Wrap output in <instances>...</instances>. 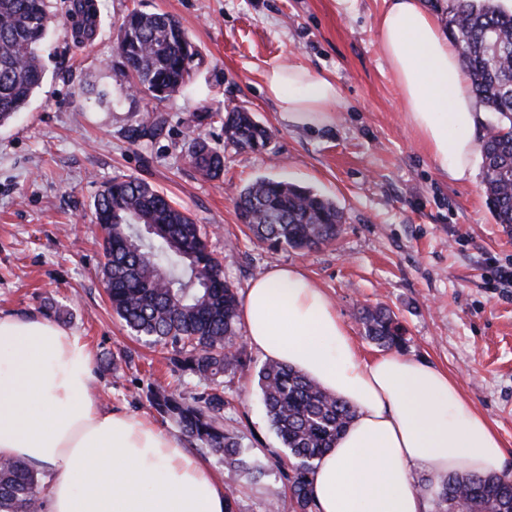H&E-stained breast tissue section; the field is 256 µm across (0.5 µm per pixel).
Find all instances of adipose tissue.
<instances>
[{"mask_svg":"<svg viewBox=\"0 0 512 512\" xmlns=\"http://www.w3.org/2000/svg\"><path fill=\"white\" fill-rule=\"evenodd\" d=\"M405 119L450 179H470L481 157V112L454 43L422 0H388L376 23ZM263 91L286 123L336 122L335 80L272 65ZM248 344L345 401L354 417L316 460L317 512H427L414 471L433 480L496 475L502 441L444 370L390 351L363 357L334 301L300 268L253 279L240 310ZM92 355L39 314L0 311V461L38 472L45 512H226L224 484L153 421L107 410L90 393Z\"/></svg>","mask_w":512,"mask_h":512,"instance_id":"1","label":"adipose tissue"}]
</instances>
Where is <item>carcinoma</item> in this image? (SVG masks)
I'll return each mask as SVG.
<instances>
[{
	"label": "carcinoma",
	"mask_w": 512,
	"mask_h": 512,
	"mask_svg": "<svg viewBox=\"0 0 512 512\" xmlns=\"http://www.w3.org/2000/svg\"><path fill=\"white\" fill-rule=\"evenodd\" d=\"M432 7L445 15L471 88L488 112L503 122L484 140V185L496 223L512 227V14L494 0H446ZM52 19L46 0H0V126L24 111L45 71L42 44ZM120 88L157 90L158 103L187 83L198 56L181 24L165 13L130 12L117 46ZM161 112L129 129L134 142L160 134ZM227 139L236 147H265L268 130L243 108L228 113ZM189 160L204 177L224 170L223 156L203 137L190 139ZM103 237L102 282L112 311L138 339L171 348L173 368L202 388L185 396L162 385L149 401L178 425L186 440L224 462L246 482L266 471L245 455L240 438L224 428V374L244 369L239 345L240 301L224 280V268L208 249L206 231L166 195L135 177L114 178L94 200ZM241 218L253 235L274 248L310 251L338 236L342 213L313 190L263 177L239 194ZM359 318L375 344L401 351L407 338L384 308H362ZM268 417L292 459L285 478L295 512H316L310 475L314 461L332 448L353 418L350 407L291 366L268 361L257 373ZM434 512H512V474L453 475L432 500ZM40 480L22 461L0 465V512H38Z\"/></svg>",
	"instance_id": "obj_1"
}]
</instances>
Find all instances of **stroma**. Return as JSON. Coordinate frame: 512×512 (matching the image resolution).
<instances>
[{
  "label": "stroma",
  "instance_id": "1",
  "mask_svg": "<svg viewBox=\"0 0 512 512\" xmlns=\"http://www.w3.org/2000/svg\"><path fill=\"white\" fill-rule=\"evenodd\" d=\"M94 33L76 39L72 0H47L55 23L43 52L46 77L28 108L0 127V310L46 315L87 342L93 394L103 407L140 415L170 434L147 394L157 383L184 392L194 383L167 353L137 341L113 314L101 284L102 233L93 202L115 177L139 178L197 223L238 292L273 264L302 268L328 293L363 356L382 349L357 318L363 307L393 312L406 331L409 360L448 371L466 402L503 440L512 472V283L495 280L512 265V229L496 224L484 173L453 181L443 174L404 118L400 90L377 40L385 0H91ZM133 9L179 20L200 56L185 88L156 104L118 94L119 27ZM272 64L302 65L332 76L340 93L336 123L295 129L261 90ZM114 89L101 104L89 88ZM252 112L271 139L262 151L224 140L218 114ZM167 116L161 135L132 142L129 129L151 110ZM211 113V120L195 117ZM202 134L224 156V172L202 179L186 157ZM260 177L308 187L336 202L344 224L333 244L308 253L270 249L253 238L237 209L240 191ZM127 352L113 375L111 355ZM247 372L226 373L237 433L265 477L250 484L208 457L235 496L234 512H293L279 469L288 455L270 425L253 373L264 359L245 348Z\"/></svg>",
  "mask_w": 512,
  "mask_h": 512
}]
</instances>
